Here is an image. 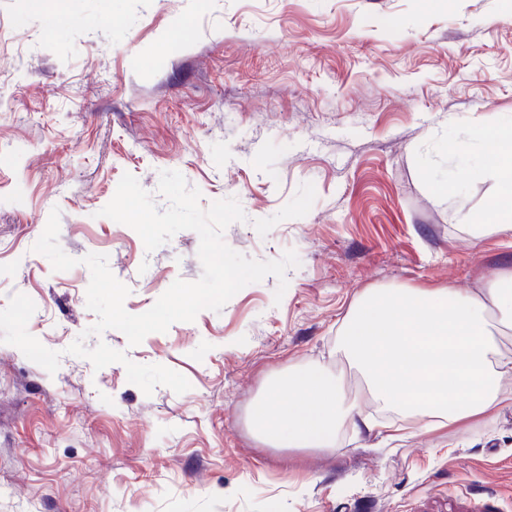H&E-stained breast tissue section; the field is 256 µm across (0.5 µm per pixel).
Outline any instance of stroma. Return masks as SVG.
Listing matches in <instances>:
<instances>
[{"label": "stroma", "mask_w": 512, "mask_h": 512, "mask_svg": "<svg viewBox=\"0 0 512 512\" xmlns=\"http://www.w3.org/2000/svg\"><path fill=\"white\" fill-rule=\"evenodd\" d=\"M511 118L512 0H0V310L29 296L28 332L62 354L51 374L0 343V512H512V410L383 446L346 426L331 453L265 447L247 421L292 366L361 388L339 327L364 290L479 288L512 264V237L433 188L472 127ZM165 170L202 207L238 200L235 251H295L287 290L266 277L136 346L87 335V254L132 314L202 275L196 232L149 252L100 214L127 172L166 209ZM55 208L67 271L33 250ZM80 337L191 387L145 395L67 354Z\"/></svg>", "instance_id": "1"}]
</instances>
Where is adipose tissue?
Masks as SVG:
<instances>
[{"mask_svg": "<svg viewBox=\"0 0 512 512\" xmlns=\"http://www.w3.org/2000/svg\"><path fill=\"white\" fill-rule=\"evenodd\" d=\"M477 147L471 176L491 172L499 193L512 196V119L472 128ZM512 266L483 288L372 289L341 325V348L364 379L347 390L321 365L290 368L272 380L249 412L253 434L274 448L331 451L344 423L367 432L378 425L366 400L396 411L401 422L455 428L512 410Z\"/></svg>", "mask_w": 512, "mask_h": 512, "instance_id": "ef3b65f1", "label": "adipose tissue"}]
</instances>
